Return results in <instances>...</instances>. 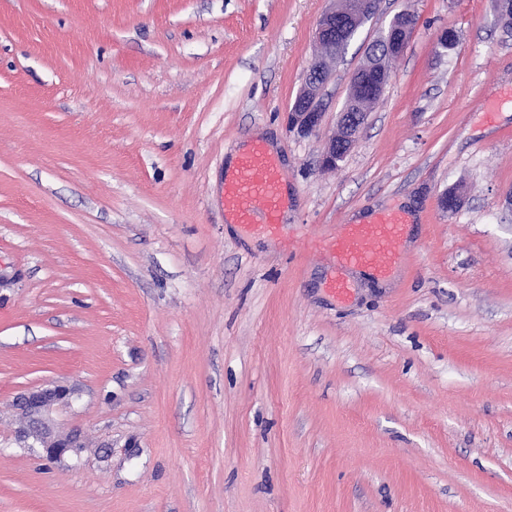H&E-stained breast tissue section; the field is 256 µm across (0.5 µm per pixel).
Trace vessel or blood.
<instances>
[{"label":"vessel or blood","mask_w":512,"mask_h":512,"mask_svg":"<svg viewBox=\"0 0 512 512\" xmlns=\"http://www.w3.org/2000/svg\"><path fill=\"white\" fill-rule=\"evenodd\" d=\"M284 173L275 156L263 147L243 155L230 180L224 183V207L239 224L277 235L282 224L281 184ZM405 220L397 213H383L371 223L350 225L334 242L342 265L364 267L386 274L397 258Z\"/></svg>","instance_id":"1"}]
</instances>
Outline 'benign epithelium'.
I'll return each mask as SVG.
<instances>
[{
	"label": "benign epithelium",
	"mask_w": 512,
	"mask_h": 512,
	"mask_svg": "<svg viewBox=\"0 0 512 512\" xmlns=\"http://www.w3.org/2000/svg\"><path fill=\"white\" fill-rule=\"evenodd\" d=\"M377 4L378 0H337V4L321 15L315 31L317 52L308 64L305 83L294 101L293 109L288 113L290 128L306 135L321 127L324 112L321 110L320 98L326 80L319 65L323 56L332 51L336 42V24L351 26L368 15H375ZM412 20L413 15L400 13L391 22V31L397 32L393 49L399 53L404 52L407 47V35L413 28ZM359 69L375 71L377 80L368 86L358 76H353L348 93L350 100L372 98L390 80L380 53L372 49L367 51ZM366 118L365 112L343 110L339 113L337 130L329 138L322 154L323 167L336 166V162L355 147ZM77 396L78 390L72 384L36 388L19 394L13 402L19 415V427L16 431L18 446L39 448L44 455L54 460H60L66 454L79 455L85 447L82 431L78 428L64 433L57 431V417L71 408Z\"/></svg>",
	"instance_id": "7a95c632"
}]
</instances>
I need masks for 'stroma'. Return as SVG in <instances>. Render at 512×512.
Returning a JSON list of instances; mask_svg holds the SVG:
<instances>
[{"label": "stroma", "instance_id": "obj_1", "mask_svg": "<svg viewBox=\"0 0 512 512\" xmlns=\"http://www.w3.org/2000/svg\"><path fill=\"white\" fill-rule=\"evenodd\" d=\"M328 6L0 0V512H512V32L495 0H380L300 136ZM258 142L288 190L276 237L224 211ZM384 211L406 218L386 275L337 269L327 241ZM52 383L79 386L58 421L91 443L54 462L11 425ZM412 20L414 24H412ZM415 26V18L409 13H399L391 22V32H396V39L393 42V49L402 54L407 47V35ZM402 32L403 34L401 35ZM380 56V53L377 51L368 49L365 60L356 70L352 78L348 93L349 100L372 98L379 92V90L386 88L390 80V74L386 71L385 66L389 70V61L396 58L398 54L389 56L385 60V66H383V62L380 59ZM361 70L375 71V73H377V80L370 86H367L366 83L361 80V78H358ZM379 98L368 102L364 112L343 110L339 113L337 130L329 138L322 154L321 163L324 168L336 167V162L341 157H346L355 147L369 109Z\"/></svg>", "mask_w": 512, "mask_h": 512}]
</instances>
